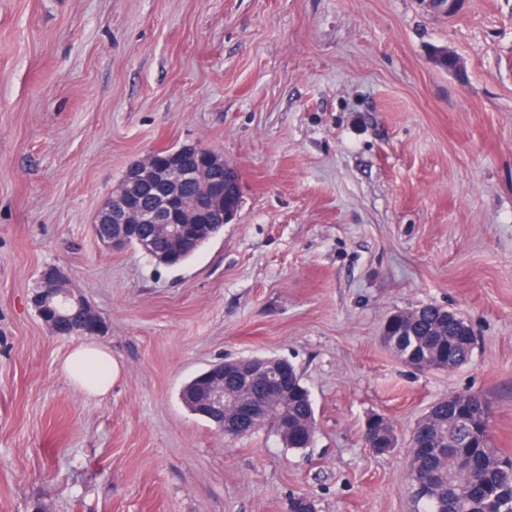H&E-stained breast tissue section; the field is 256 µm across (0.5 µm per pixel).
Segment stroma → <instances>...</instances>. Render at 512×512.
Returning a JSON list of instances; mask_svg holds the SVG:
<instances>
[{
  "label": "stroma",
  "instance_id": "35a3bbf8",
  "mask_svg": "<svg viewBox=\"0 0 512 512\" xmlns=\"http://www.w3.org/2000/svg\"><path fill=\"white\" fill-rule=\"evenodd\" d=\"M189 142L237 170L236 220L176 268L106 250L92 224L126 168ZM49 264L105 320L106 395L62 373L80 339L31 305ZM424 305L472 326L466 365L381 344ZM251 356L300 371L311 447L181 404ZM461 392L512 454V0H0V512H409L411 432ZM374 413L389 453L361 441Z\"/></svg>",
  "mask_w": 512,
  "mask_h": 512
}]
</instances>
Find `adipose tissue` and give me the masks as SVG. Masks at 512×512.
I'll return each mask as SVG.
<instances>
[{
	"instance_id": "adipose-tissue-1",
	"label": "adipose tissue",
	"mask_w": 512,
	"mask_h": 512,
	"mask_svg": "<svg viewBox=\"0 0 512 512\" xmlns=\"http://www.w3.org/2000/svg\"><path fill=\"white\" fill-rule=\"evenodd\" d=\"M61 369L72 384L92 396L105 395L119 375V365L111 351L91 339L68 353Z\"/></svg>"
}]
</instances>
